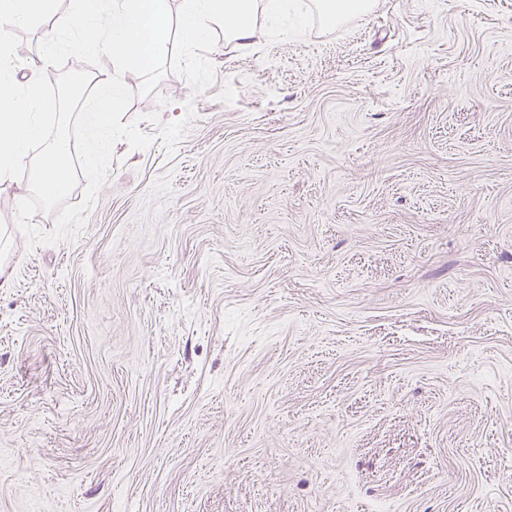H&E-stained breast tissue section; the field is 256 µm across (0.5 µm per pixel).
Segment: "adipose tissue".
I'll return each instance as SVG.
<instances>
[{
	"instance_id": "adipose-tissue-1",
	"label": "adipose tissue",
	"mask_w": 512,
	"mask_h": 512,
	"mask_svg": "<svg viewBox=\"0 0 512 512\" xmlns=\"http://www.w3.org/2000/svg\"><path fill=\"white\" fill-rule=\"evenodd\" d=\"M291 7V0H186L180 26L186 42L202 43L208 40L212 24L220 22L226 38L247 46L256 33L257 13L278 16Z\"/></svg>"
}]
</instances>
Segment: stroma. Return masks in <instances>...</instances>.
Here are the masks:
<instances>
[{
	"label": "stroma",
	"instance_id": "35a3bbf8",
	"mask_svg": "<svg viewBox=\"0 0 512 512\" xmlns=\"http://www.w3.org/2000/svg\"><path fill=\"white\" fill-rule=\"evenodd\" d=\"M213 29L76 236L0 182V512H512V0Z\"/></svg>",
	"mask_w": 512,
	"mask_h": 512
}]
</instances>
